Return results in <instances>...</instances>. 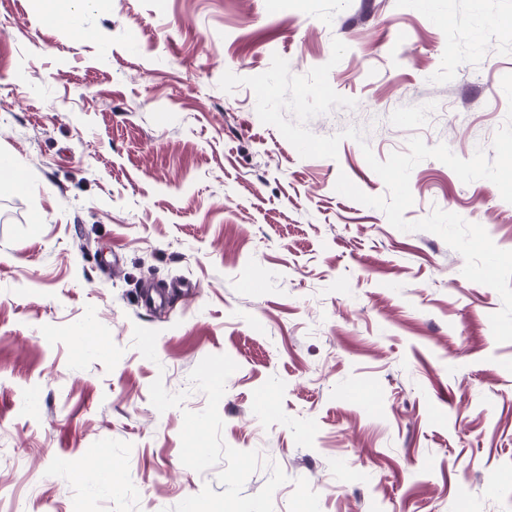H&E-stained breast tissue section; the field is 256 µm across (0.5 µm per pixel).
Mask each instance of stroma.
Segmentation results:
<instances>
[{
    "label": "stroma",
    "instance_id": "35a3bbf8",
    "mask_svg": "<svg viewBox=\"0 0 512 512\" xmlns=\"http://www.w3.org/2000/svg\"><path fill=\"white\" fill-rule=\"evenodd\" d=\"M336 39L356 105L306 126L361 131L337 158L218 86L276 55L307 74ZM508 73L512 0H79L70 29L0 0V153L30 184H0V512H512L499 294L333 190L386 195L366 145L494 158ZM410 188L407 221L439 208L512 250L492 182L427 159ZM87 323L109 355L79 350ZM103 448L109 495L74 476Z\"/></svg>",
    "mask_w": 512,
    "mask_h": 512
}]
</instances>
